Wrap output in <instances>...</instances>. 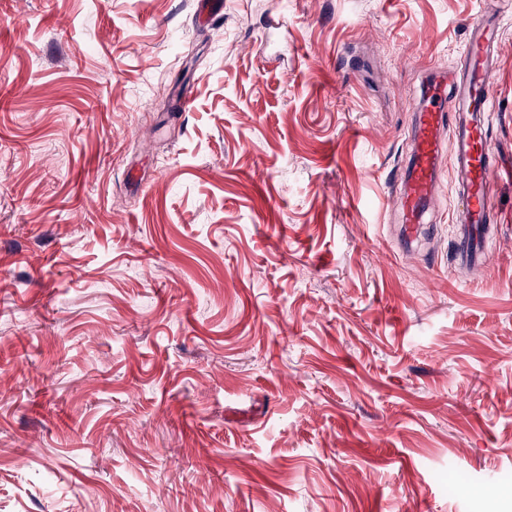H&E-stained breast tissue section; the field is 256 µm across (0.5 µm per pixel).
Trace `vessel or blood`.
<instances>
[{
	"mask_svg": "<svg viewBox=\"0 0 512 512\" xmlns=\"http://www.w3.org/2000/svg\"><path fill=\"white\" fill-rule=\"evenodd\" d=\"M501 17L496 13L477 15L459 67L437 70L415 111L412 151L404 192L400 199L401 237L411 244L433 207L440 188V164L449 158L462 187L456 235L459 253L472 265H483L489 224L493 217L490 194L504 163L484 135L491 110L493 48L499 37ZM456 114L455 131L442 140L445 110Z\"/></svg>",
	"mask_w": 512,
	"mask_h": 512,
	"instance_id": "vessel-or-blood-1",
	"label": "vessel or blood"
}]
</instances>
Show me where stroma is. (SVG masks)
<instances>
[{
  "label": "stroma",
  "mask_w": 512,
  "mask_h": 512,
  "mask_svg": "<svg viewBox=\"0 0 512 512\" xmlns=\"http://www.w3.org/2000/svg\"><path fill=\"white\" fill-rule=\"evenodd\" d=\"M500 8L478 272L399 201ZM0 512H512L507 0H0Z\"/></svg>",
  "instance_id": "stroma-1"
}]
</instances>
